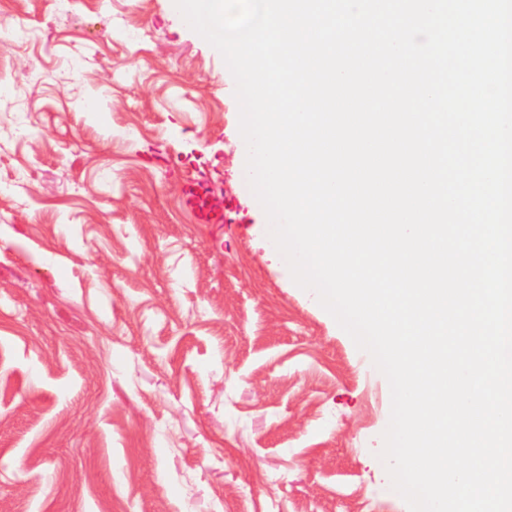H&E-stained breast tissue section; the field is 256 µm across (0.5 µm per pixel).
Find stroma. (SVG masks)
Returning a JSON list of instances; mask_svg holds the SVG:
<instances>
[{"instance_id":"35a3bbf8","label":"stroma","mask_w":512,"mask_h":512,"mask_svg":"<svg viewBox=\"0 0 512 512\" xmlns=\"http://www.w3.org/2000/svg\"><path fill=\"white\" fill-rule=\"evenodd\" d=\"M1 17L0 512H408L389 383L268 246L221 54L173 0ZM185 194L187 195V202L193 208L198 219L205 223H221L223 222V216L216 213L208 204V197L204 192V189L200 185L196 184L195 181H188L184 188Z\"/></svg>"}]
</instances>
